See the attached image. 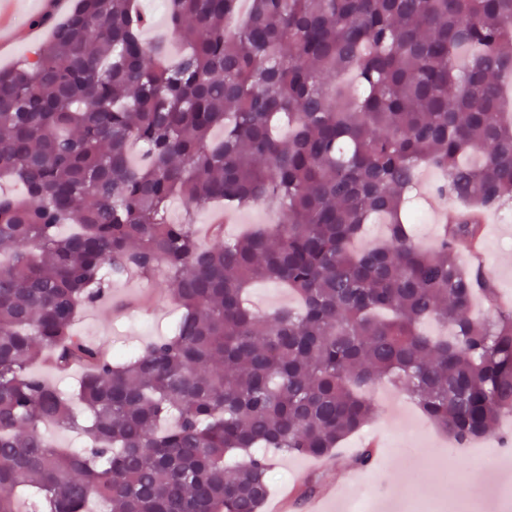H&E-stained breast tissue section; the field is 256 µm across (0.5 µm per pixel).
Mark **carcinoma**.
Here are the masks:
<instances>
[{
	"instance_id": "cac0c4a2",
	"label": "carcinoma",
	"mask_w": 512,
	"mask_h": 512,
	"mask_svg": "<svg viewBox=\"0 0 512 512\" xmlns=\"http://www.w3.org/2000/svg\"><path fill=\"white\" fill-rule=\"evenodd\" d=\"M240 2L167 0L171 64L136 0H77L0 69V177L26 191L0 196V512L22 486L40 512H262L267 458L226 457L331 459L378 415L379 380L458 445L512 413V307L481 260H456L512 203V0H248L230 35ZM424 168L459 203L432 250L410 230ZM219 201L281 222L213 224L203 247L197 216ZM375 218L385 243L352 250ZM160 271L182 309L169 335L116 356L73 332L109 280ZM257 281L300 308L248 307ZM430 318L450 334H423ZM38 362L82 370V413Z\"/></svg>"
}]
</instances>
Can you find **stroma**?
I'll return each mask as SVG.
<instances>
[{
  "label": "stroma",
  "mask_w": 512,
  "mask_h": 512,
  "mask_svg": "<svg viewBox=\"0 0 512 512\" xmlns=\"http://www.w3.org/2000/svg\"><path fill=\"white\" fill-rule=\"evenodd\" d=\"M75 0H0V31L8 35L0 47V67L12 66L45 42L50 28L36 25L39 17L62 22ZM440 175L424 169L420 190L425 199L426 223L417 225L418 243L432 248L436 241L440 218L438 207L452 209V202L441 203L432 194ZM484 268L494 279L500 300L512 305V218L504 212L487 214L484 221ZM109 304L88 311L75 325L74 331L89 343L104 349L134 351L137 347L168 335L181 311L172 301L162 279L146 283L135 279L117 280L110 284ZM371 397L380 409L379 417L363 432L350 437L339 448L330 469L320 470L314 459L306 456L275 457L268 503H275L282 491L299 486L311 475L322 474L324 482H338L344 497L370 495L376 499L378 512H395L394 492L405 489L409 470L424 476V496L439 501L447 493L436 477L434 467H447L456 474H467L472 466L469 450L460 449L423 416L417 405L404 398L387 382L372 386ZM375 443L377 455L370 467H358V448ZM357 470V480L346 473Z\"/></svg>",
  "instance_id": "35a3bbf8"
}]
</instances>
